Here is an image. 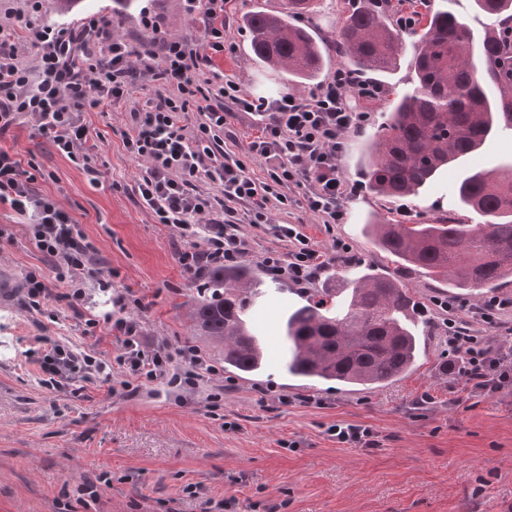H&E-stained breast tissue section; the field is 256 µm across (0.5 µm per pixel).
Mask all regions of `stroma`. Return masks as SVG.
<instances>
[{
    "instance_id": "obj_1",
    "label": "stroma",
    "mask_w": 512,
    "mask_h": 512,
    "mask_svg": "<svg viewBox=\"0 0 512 512\" xmlns=\"http://www.w3.org/2000/svg\"><path fill=\"white\" fill-rule=\"evenodd\" d=\"M284 0H228L231 49L217 69L250 91L310 93L312 84L291 86L252 56L242 18L255 8L279 11ZM161 21L164 39H197L202 24L183 0H137L122 11L117 0H79L69 13L47 8L55 24L79 26L86 17L111 20L115 34L144 36L143 9ZM157 82L83 118L97 137L98 182L57 154L31 117L0 136V147L19 152L41 172L37 192L54 197L95 246L73 278L85 291L70 308L59 284L42 311L25 305L27 275L48 271L28 237V217L0 205V512H512V392L475 397L443 367L449 292L443 283L398 270L363 232L364 225L427 224L452 215L469 224L477 215L459 206L457 185L472 169H494L512 160V132L489 138L478 153L441 173L419 196L383 198L359 173L364 140L381 123L387 97L366 102L368 124L348 139L343 174L357 192L344 223H313L302 204L290 205L283 221L300 225L320 248L334 240L353 255L325 271L321 283L354 278L374 267L399 273L420 305L425 346L415 367L383 387L357 389L285 375L283 343L267 355L263 373L225 370L219 348L192 336L183 308L197 274L178 262L183 240L155 223L131 191L135 164L122 134L131 110L166 94ZM250 254L245 263L265 277L264 255L283 252L270 230L240 222ZM258 301L250 317L259 335L277 337L287 309L305 304L307 290L289 281ZM129 315L146 346L174 350L193 346L217 372L189 389L165 380L110 391L97 376L60 390L41 383L31 357L44 340L109 362L119 346L110 319ZM431 403H424V396ZM356 424L372 430L373 448L337 443L329 429Z\"/></svg>"
}]
</instances>
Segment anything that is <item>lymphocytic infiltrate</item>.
Segmentation results:
<instances>
[{
    "label": "lymphocytic infiltrate",
    "instance_id": "obj_1",
    "mask_svg": "<svg viewBox=\"0 0 512 512\" xmlns=\"http://www.w3.org/2000/svg\"><path fill=\"white\" fill-rule=\"evenodd\" d=\"M184 2L187 12L204 22L200 39L154 37L135 45L113 34L111 22L103 18H88L76 28L35 23L32 14L46 6L44 0H29V16L14 17L11 39H0V134L20 116H30L56 152L81 163L95 183L100 177L94 163L97 145L84 112L126 97L138 79L162 82L168 94L130 112L123 146L143 165L133 186L139 202L156 223L185 241L178 253L182 268L192 273L241 262L249 253L237 222L243 207L250 223L269 226L288 244L287 253L264 256L266 268L297 284L312 283L332 264L346 260L349 248L337 240L331 249L321 250L280 215L297 191L318 223L344 222L346 204L356 191L341 172L347 137L367 123L370 114L363 104L379 98L382 89L340 66L309 95H253L236 79H221L215 69L229 36L227 0ZM17 38L37 48L35 68L19 62L13 44ZM192 108L199 119L190 127L184 119ZM236 116L251 122L247 152L263 163L265 178L252 176L223 147L224 127ZM35 180L17 153L0 148V204L31 217V241L53 271L49 278L27 277L31 305L37 308L50 296L53 283L84 268L93 245L55 198L34 191ZM202 182L210 184V191L199 190ZM442 308L448 314V368L457 371L465 389L486 396L511 388L512 298L494 294L467 309L449 301ZM463 313L478 324V331L462 326ZM111 330L121 351L109 364L60 345L51 347L38 360L48 386L96 373L144 382L170 376L192 387L213 371L194 348L147 349L134 319L116 318ZM499 331L505 332V340L493 341Z\"/></svg>",
    "mask_w": 512,
    "mask_h": 512
}]
</instances>
